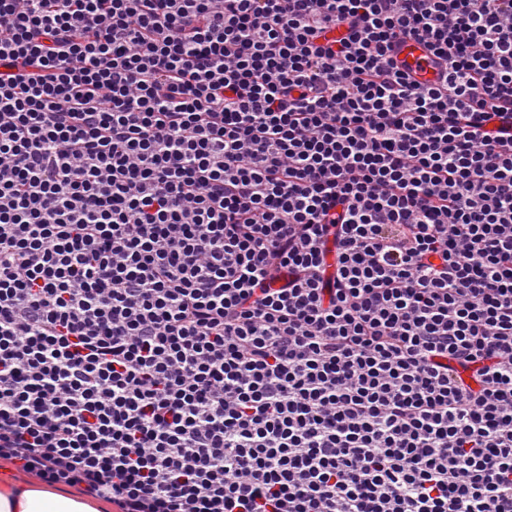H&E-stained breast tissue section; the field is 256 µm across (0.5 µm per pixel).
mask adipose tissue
Listing matches in <instances>:
<instances>
[{
    "instance_id": "adipose-tissue-1",
    "label": "adipose tissue",
    "mask_w": 512,
    "mask_h": 512,
    "mask_svg": "<svg viewBox=\"0 0 512 512\" xmlns=\"http://www.w3.org/2000/svg\"><path fill=\"white\" fill-rule=\"evenodd\" d=\"M0 512H99L96 503L53 489L0 478Z\"/></svg>"
}]
</instances>
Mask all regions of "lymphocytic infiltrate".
Masks as SVG:
<instances>
[{"label": "lymphocytic infiltrate", "instance_id": "1", "mask_svg": "<svg viewBox=\"0 0 512 512\" xmlns=\"http://www.w3.org/2000/svg\"><path fill=\"white\" fill-rule=\"evenodd\" d=\"M2 459L512 512V0H0ZM400 57L418 74L427 80H435L438 77L426 49L418 42L408 39L400 47Z\"/></svg>", "mask_w": 512, "mask_h": 512}]
</instances>
